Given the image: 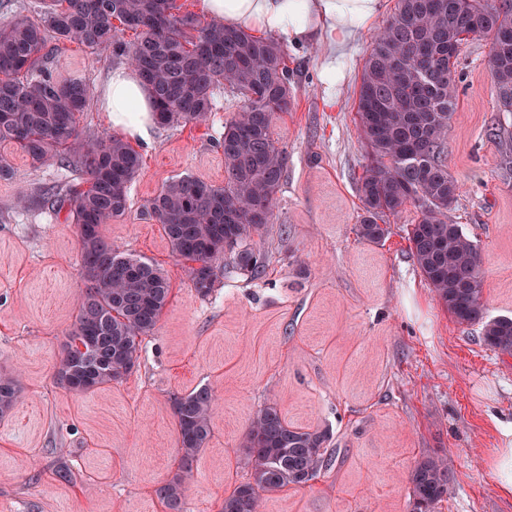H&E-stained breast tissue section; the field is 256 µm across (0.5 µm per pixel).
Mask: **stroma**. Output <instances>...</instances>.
Listing matches in <instances>:
<instances>
[{"instance_id": "stroma-1", "label": "stroma", "mask_w": 512, "mask_h": 512, "mask_svg": "<svg viewBox=\"0 0 512 512\" xmlns=\"http://www.w3.org/2000/svg\"><path fill=\"white\" fill-rule=\"evenodd\" d=\"M373 31H359L332 88L323 46L287 47L295 99L274 137L288 161L272 221L250 241L269 257L259 276L221 259L215 288L198 295L189 262L140 216L169 178L223 184L215 141L237 93L217 89L204 124L155 125L134 141L143 166L130 211L101 232L158 265L171 293L133 371L99 389L73 391L58 378L83 271L75 226L39 201L44 187L80 178L15 155L13 178L0 180V373L19 374L23 393L0 418V512H166L155 490L180 459L170 399L202 385L216 397L212 435L186 484V512H220L246 479L243 439L268 403L291 426L329 430L333 462L309 486L263 495L260 512H410L409 473L424 454L453 459L436 512H512L498 469L501 449L512 448V356L439 303L410 252V213L385 217L381 244L356 233L367 162L356 94ZM488 52L482 37L461 46L447 162L460 186L451 217L479 244L494 318L512 316V175L500 170L489 130L512 133V112L499 108ZM121 62L72 41L54 52L60 78L96 88ZM62 464L72 481L56 477Z\"/></svg>"}]
</instances>
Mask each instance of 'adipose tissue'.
Wrapping results in <instances>:
<instances>
[{
  "instance_id": "adipose-tissue-1",
  "label": "adipose tissue",
  "mask_w": 512,
  "mask_h": 512,
  "mask_svg": "<svg viewBox=\"0 0 512 512\" xmlns=\"http://www.w3.org/2000/svg\"><path fill=\"white\" fill-rule=\"evenodd\" d=\"M196 7L227 28L258 30L291 43L324 41L341 48L358 28L377 17L381 0H197ZM99 106L129 137L148 136L153 99L140 77L127 67L109 70Z\"/></svg>"
}]
</instances>
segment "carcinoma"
<instances>
[{
	"instance_id": "1",
	"label": "carcinoma",
	"mask_w": 512,
	"mask_h": 512,
	"mask_svg": "<svg viewBox=\"0 0 512 512\" xmlns=\"http://www.w3.org/2000/svg\"><path fill=\"white\" fill-rule=\"evenodd\" d=\"M135 38L126 41L115 22ZM469 36L490 41L488 67L500 109L512 112V0H396L372 36L358 90L356 116L368 148L358 181L363 215L357 235L378 244V220L411 211L407 239L425 281L454 320L481 325L483 343L512 355V317L486 319L484 277L476 241L449 213L459 186L448 173L446 134L456 106L454 61ZM75 41L89 53L126 57L151 91L161 126L203 124L215 91L228 85L241 106L224 124V184L189 174L159 188L142 216L161 226L176 256L194 263L196 292L208 296L216 261L260 275L268 257L249 240L270 223L287 153L273 123L291 111L294 88L287 49L272 38L201 22L177 0H31L25 13L0 20V142L35 167L55 161L85 187L55 186L42 203L76 226L85 288L63 345L59 374L69 389L93 391L127 376L140 341L153 333L170 297V282L153 262L121 253L102 236L125 218L141 154L117 133L86 138L79 117L90 97L81 78L53 75L50 45ZM16 375H0V416L21 396ZM215 403L207 386L171 399L177 471L156 489L167 512H183L184 489L208 444ZM330 434L288 424L274 403L260 408L245 434L246 481L224 495L221 512H259L261 495L302 487L332 462ZM449 458L425 455L410 473L411 512H434L448 495Z\"/></svg>"
}]
</instances>
